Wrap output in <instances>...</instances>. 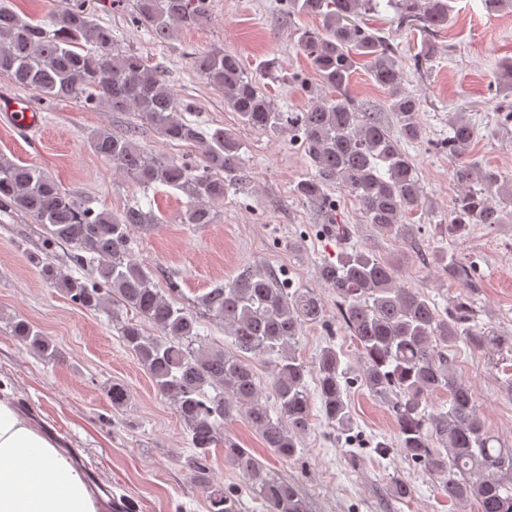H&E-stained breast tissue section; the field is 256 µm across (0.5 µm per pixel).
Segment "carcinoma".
Segmentation results:
<instances>
[{
  "label": "carcinoma",
  "instance_id": "obj_1",
  "mask_svg": "<svg viewBox=\"0 0 512 512\" xmlns=\"http://www.w3.org/2000/svg\"><path fill=\"white\" fill-rule=\"evenodd\" d=\"M383 1L401 26L434 33L448 24L449 0H285L288 16L321 20L318 28L297 30V47L316 75L303 88L311 100L303 112L278 108L233 52L194 51L188 57L193 70L224 94V103L244 125L298 134L313 172L294 191L327 223H337L336 204L327 193L334 187L355 199L365 223L408 239L410 227L401 218L422 207L423 190L415 161L399 139L423 137L421 104L403 89L396 49L367 23V16L380 13ZM212 7L213 0H136L130 20L162 45L178 30L204 24ZM435 56L434 43L422 40L415 68ZM361 61L388 94L398 139L380 113L358 108L350 95L351 76ZM0 73L49 100L135 112L166 141L199 147L198 160L180 162L141 149L134 126L121 135L99 129L90 136L96 154L143 189L163 185L182 192L188 198L183 224L215 223L213 204L224 200L243 176V144L235 133L222 126L206 131L184 118L192 105L175 97L162 71L117 47L112 28L98 23L80 4L47 20L27 21L0 0ZM474 137V124L458 112L441 143L455 160L452 180L460 187L448 215L450 237L467 236L475 224L492 229L512 222V179L469 159ZM0 201L43 224L49 239L70 247L71 261L85 271L74 277L41 260L47 283L86 310L105 311L114 301L136 313V319L118 324L119 336L185 423L192 447L186 466L192 479L208 489L209 512H242L246 495L259 503L260 512H310L296 485L251 449L239 447L224 428L242 415L276 457L295 459L298 436L310 426L311 379L327 421L341 435L353 431L336 350L325 348L311 367L296 349L303 324L324 317L321 298L310 289L281 287L271 271L245 268L195 300V308L224 324L231 338L230 349H212L202 343L197 313L178 306L179 285L171 280L162 293L152 273L129 257L132 233L158 222L153 210L136 202L118 216L97 213L50 175L5 157H0ZM435 260L450 279L467 281V270L455 256L443 253ZM320 275L334 289L342 321L363 355L365 386L391 407L404 456L435 480L448 501L471 502L477 512H512V448L502 445L480 419L471 387L457 377L446 355L460 341L479 351L512 349V336L470 324V307L463 301L442 315L424 291L396 285L395 265L367 247L324 263ZM147 323L159 335H147ZM10 328L40 360L57 359L53 342L29 322L14 320ZM251 355L273 360L272 407L263 401ZM439 392L448 394L445 411L431 402ZM107 397L120 410L129 393L114 381ZM221 446L224 460L244 485L211 484L212 449Z\"/></svg>",
  "mask_w": 512,
  "mask_h": 512
}]
</instances>
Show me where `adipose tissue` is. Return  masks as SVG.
<instances>
[{
	"label": "adipose tissue",
	"mask_w": 512,
	"mask_h": 512,
	"mask_svg": "<svg viewBox=\"0 0 512 512\" xmlns=\"http://www.w3.org/2000/svg\"><path fill=\"white\" fill-rule=\"evenodd\" d=\"M66 449L0 391V512H104Z\"/></svg>",
	"instance_id": "obj_1"
}]
</instances>
